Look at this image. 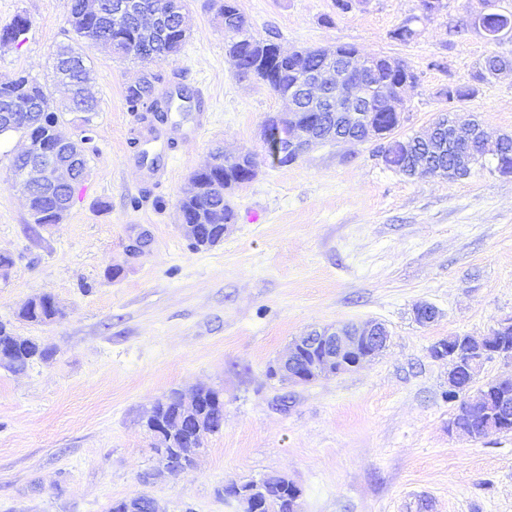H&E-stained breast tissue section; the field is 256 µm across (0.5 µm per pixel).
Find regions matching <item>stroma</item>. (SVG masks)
<instances>
[{
  "mask_svg": "<svg viewBox=\"0 0 512 512\" xmlns=\"http://www.w3.org/2000/svg\"><path fill=\"white\" fill-rule=\"evenodd\" d=\"M237 3L254 37L286 50L350 44L405 61L419 81L405 94L400 136L447 114L451 83L475 87L457 108L489 139L512 135V72L479 78L486 56L512 57V38L492 42L469 26L485 4L510 13L512 0H444L408 43L390 33L418 0L346 11L336 0ZM186 5L190 34L170 60L91 50L94 139L62 223L32 224L10 180L21 138L0 141V254L13 260L0 273V321L52 352L20 372L0 366V512H106L139 494L158 512H241L220 488L271 473L297 484L303 512H512V433L449 434L448 363L431 355L440 339L512 317V175L478 165L454 182L409 178L384 165L375 139L271 165L261 129L287 101L237 75L218 0ZM68 12L69 0H0V26L28 21L20 46L0 48V82L27 74L63 105L52 53ZM457 25L462 35H449ZM145 72L157 93L187 87L200 110L171 113L149 134V119L126 104ZM218 149L255 154L259 171L231 193L237 218L223 240L196 250L178 203ZM145 152L156 165L142 163ZM142 235L148 247L132 251ZM41 294L63 317L20 319ZM422 303L439 311L427 326L414 317ZM369 320L390 332L376 358L305 385L268 378L307 328ZM199 386L220 392L224 425L174 477L143 419L157 400Z\"/></svg>",
  "mask_w": 512,
  "mask_h": 512,
  "instance_id": "obj_1",
  "label": "stroma"
}]
</instances>
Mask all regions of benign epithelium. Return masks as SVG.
<instances>
[{
  "mask_svg": "<svg viewBox=\"0 0 512 512\" xmlns=\"http://www.w3.org/2000/svg\"><path fill=\"white\" fill-rule=\"evenodd\" d=\"M84 10L102 15L109 26L118 29L127 17L126 5L116 6L107 0H84ZM331 56L329 65L321 70L305 71L302 74L303 89L319 98L320 104L314 109L330 110L333 121L331 132L338 142H354L352 133L375 131L366 121L370 114L371 101L366 83V65H354V61L327 50ZM288 124H278L282 132V142L277 145V154L298 160L320 139L309 127L308 113L291 98L288 100ZM498 142H490L485 134L478 133L466 122L455 121L448 124V149L452 151L450 172L456 178L470 174L472 157L478 153L494 150ZM82 143L75 139H52V149H47L31 140H25L23 148L16 153L20 158V169L15 175V186L25 196L32 191L58 198L59 207L67 205L63 196L65 188L81 180L86 175L82 167ZM389 339L386 327L379 322H366L360 325L343 324L336 327L315 328L296 337L288 348V353L270 366L273 377L294 385L307 384L325 374H339L353 370L365 360L378 355ZM431 353L436 359H448L450 371L449 398L464 407L473 400L470 390L459 385L462 373L472 378L480 375L484 361L497 355L512 360V318L500 321L484 336H459L454 344L444 339L432 345ZM498 420L486 426L483 436L512 432V393L501 390L498 398ZM181 422L176 420L165 425L150 426V431L165 441V446L157 449L169 473L177 475L191 467L185 460L183 449L174 445ZM268 478L246 483L232 482L224 486V496L239 501L243 512H266V502L262 497Z\"/></svg>",
  "mask_w": 512,
  "mask_h": 512,
  "instance_id": "benign-epithelium-1",
  "label": "benign epithelium"
}]
</instances>
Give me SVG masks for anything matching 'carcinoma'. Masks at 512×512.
<instances>
[{"mask_svg": "<svg viewBox=\"0 0 512 512\" xmlns=\"http://www.w3.org/2000/svg\"><path fill=\"white\" fill-rule=\"evenodd\" d=\"M427 15H416L393 31L394 38L402 42H410L418 36L415 22L429 21ZM24 18L17 16L13 21L0 28V44L3 46L20 45L25 40L27 27L22 24ZM68 23L72 36L69 42L61 43L54 53L52 74L53 80L60 84L74 81L80 84L88 80L91 66L87 50L95 47L100 41L108 43L106 49L122 58H130L142 63L165 61L177 55L184 43L186 35L172 26L165 24L155 30H144L139 27L134 15H129L126 25L117 32L102 34L106 24L99 18L87 16L81 7V0H70ZM227 37L226 47L234 67L243 72H253L275 94L282 98L297 97L301 87V75L294 69L292 61L286 57L276 56L270 40L250 38L243 42L235 41L236 31H224ZM371 95L379 97L395 89L404 81H417L415 73L403 62L392 67L388 63L390 57L372 55L369 57ZM13 87L9 91L16 111L22 112L28 104H36L42 112L43 123L39 125L21 122L11 128L8 134H18L34 141L50 139L48 132H63V122L45 94L44 86L26 75H19L10 80ZM474 88L466 84H451L442 91L448 105L465 100L474 95ZM128 110L131 112H151L159 121H164V109L160 98L156 95L154 80L146 77L128 87L126 96ZM373 122L381 132L378 153L385 166L400 174L411 159L410 153L416 149L414 138L397 137L395 130L400 122L391 113L381 109L373 111ZM495 161V170L503 174L512 171V140L501 153L491 156ZM247 169L240 163L224 162L195 173L198 191L191 197L180 199L181 209L188 213L195 224L201 225L202 239L195 248L210 247L219 243L224 237L223 225L235 223V210L224 196L214 192L215 183L225 188L237 187L248 182ZM30 218L39 224H53L56 216L53 213V201L42 193H33L28 201ZM58 310L52 305V297L45 296V301L37 307L25 306L19 311V317L31 322L44 323L57 316ZM0 343L12 346L6 352L4 362L11 367L22 370L37 358L46 359L49 351L28 338L14 335L7 324H0ZM474 387L484 394L482 400L491 406L496 402L495 396L502 386L489 379L482 383L475 382ZM218 392L210 388H200L186 401L173 393L165 400L157 403L154 408L155 418L171 419L178 414L193 412L200 416L201 431H193L182 435L179 441L181 448H198L205 435L213 432L212 426H220L224 420V404L216 402ZM489 413L486 408H464L455 415V421L462 432L476 437L480 428L488 423ZM269 498L273 504L271 512H293L292 499L280 487L278 481L268 484Z\"/></svg>", "mask_w": 512, "mask_h": 512, "instance_id": "carcinoma-1", "label": "carcinoma"}]
</instances>
